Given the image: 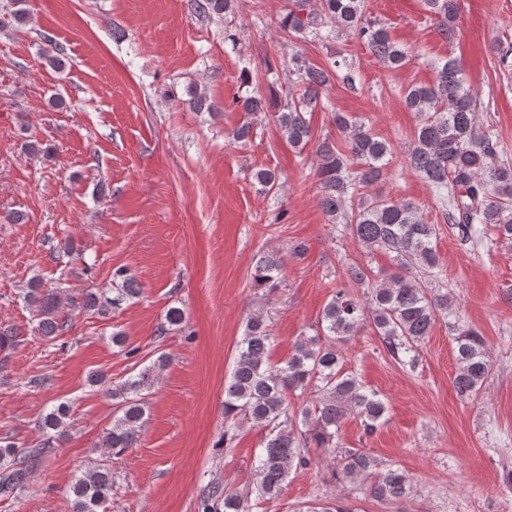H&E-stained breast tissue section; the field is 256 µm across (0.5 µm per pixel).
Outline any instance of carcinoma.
I'll use <instances>...</instances> for the list:
<instances>
[{
    "instance_id": "cac0c4a2",
    "label": "carcinoma",
    "mask_w": 512,
    "mask_h": 512,
    "mask_svg": "<svg viewBox=\"0 0 512 512\" xmlns=\"http://www.w3.org/2000/svg\"><path fill=\"white\" fill-rule=\"evenodd\" d=\"M423 5L438 17L441 35L453 39L458 0H423ZM234 6L235 0L195 2L197 12L206 17L226 15ZM282 26L304 40L329 41L346 32L389 70L409 62L407 48L394 41L384 25L365 15L363 0H317L314 8L309 0H288ZM285 67L295 76V90L287 92L283 110L274 113V119L282 136L301 151L312 139L307 115L328 106L326 92L333 81L351 85L354 79L346 72L344 59L318 67L295 53ZM404 103L420 118L406 153L408 169L431 187L457 240L472 247L497 238L512 242V161L495 133L478 126L475 100L460 62L448 58L436 63L432 83L407 88ZM236 105L247 120L232 131V138L243 142L253 137V116L267 112V106L259 95L240 97ZM332 118L345 138V149L327 136L317 145L318 205L327 223L341 227L366 250L388 254L394 270L374 274L365 265H345L341 283L322 310L320 333L300 339L288 359L276 365L268 360L272 336L264 312L252 313L224 385V445L233 442L235 431L244 424L265 432L254 466L255 481L245 492L231 491L218 482L206 484L198 497V512H253L256 499L278 500L291 474L311 464L312 448L333 455L332 476L338 484L366 480L372 498L386 503L411 495V482L399 468L381 464L362 448L342 446L340 432L348 415L360 420L363 435L369 437L384 422L387 403L345 368L340 345L368 326L397 363L416 368L421 342L438 317L453 314L451 294L437 287L442 275L438 225L427 223L414 203L371 190L392 154L389 141L346 113L334 112ZM253 178L264 193L278 186L276 173L269 169L257 170ZM283 267L278 251L261 253L254 267L255 285L267 295L275 292L282 283ZM347 283L366 287L365 300L353 297ZM139 294L136 279L118 268L112 286L88 288L68 299L53 281L37 275L27 283L24 299L35 311L34 330L54 339L69 329L72 315L63 313L65 307L106 315ZM181 324V310L171 307L158 333L165 336ZM448 326L455 332L452 384L466 403L478 397L491 375V356L479 331L456 321ZM168 362V354L162 352L107 388L117 411L101 444L112 454L120 455L136 443L145 422L148 392ZM290 394L305 400L293 408ZM70 416L67 403L46 412L38 421L42 439L33 446L20 448L0 440L1 499L14 497L67 434ZM113 485L109 469L89 466L69 487L71 512H105ZM298 512L354 509L338 498Z\"/></svg>"
}]
</instances>
